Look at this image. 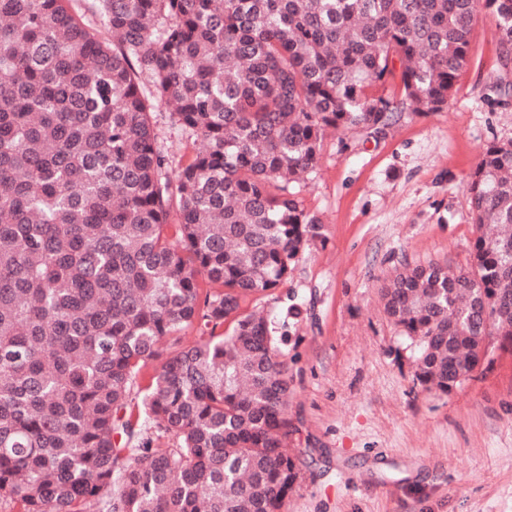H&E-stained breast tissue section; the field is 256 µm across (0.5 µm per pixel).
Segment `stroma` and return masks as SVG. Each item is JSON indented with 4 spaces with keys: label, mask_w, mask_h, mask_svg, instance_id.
I'll return each instance as SVG.
<instances>
[{
    "label": "stroma",
    "mask_w": 512,
    "mask_h": 512,
    "mask_svg": "<svg viewBox=\"0 0 512 512\" xmlns=\"http://www.w3.org/2000/svg\"><path fill=\"white\" fill-rule=\"evenodd\" d=\"M494 26L478 13L445 110L404 116L378 137L328 134L316 173L293 188L324 237L258 301L287 335L288 449L300 479L283 512H512V343L495 339L489 361L450 394L427 391L379 294L401 260L470 262L467 183L487 145L512 142V62ZM152 122L178 167L191 139L168 105Z\"/></svg>",
    "instance_id": "stroma-1"
}]
</instances>
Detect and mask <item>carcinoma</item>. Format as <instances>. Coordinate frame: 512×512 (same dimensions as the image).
<instances>
[{"instance_id": "cac0c4a2", "label": "carcinoma", "mask_w": 512, "mask_h": 512, "mask_svg": "<svg viewBox=\"0 0 512 512\" xmlns=\"http://www.w3.org/2000/svg\"><path fill=\"white\" fill-rule=\"evenodd\" d=\"M68 3L0 0V504L281 512L288 364L246 302L323 237L291 188L326 130L447 107L478 12L511 59L512 0H92L110 44ZM395 77L398 101L369 93ZM162 101L194 138L173 178ZM467 191L491 229L469 267L402 261L381 289L444 394L512 339V142Z\"/></svg>"}]
</instances>
